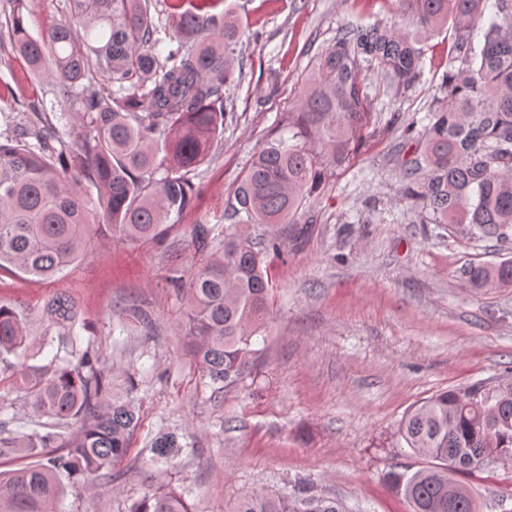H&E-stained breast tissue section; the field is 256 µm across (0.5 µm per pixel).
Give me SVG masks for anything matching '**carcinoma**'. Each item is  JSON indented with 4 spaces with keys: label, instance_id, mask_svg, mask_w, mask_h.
<instances>
[{
    "label": "carcinoma",
    "instance_id": "obj_1",
    "mask_svg": "<svg viewBox=\"0 0 512 512\" xmlns=\"http://www.w3.org/2000/svg\"><path fill=\"white\" fill-rule=\"evenodd\" d=\"M70 15L35 38L13 15V46L37 75L54 77L49 114L9 127L0 141V270L50 280L85 255L97 231L136 245L165 235L171 215L195 194L191 174L224 134V88L235 83L243 29L230 11L217 27L194 0H171L177 21L164 57L148 0H70ZM413 30L381 25L345 28L318 53L297 111L277 118L270 140L244 172L231 225L197 224L192 239L202 254L193 272L171 282L192 306L187 355L221 392L254 366L252 338L269 311L267 252L241 236L236 224H295L326 167H340L364 142L372 121L363 73L376 71L398 97L422 73L423 36L454 21L448 44L446 103L427 114L420 154L405 169L414 213L425 224L457 226L484 238H512V0H401ZM482 32V42L473 35ZM103 77L113 90L87 93L83 81ZM97 190L91 200L83 185ZM468 283L512 286V260L464 270ZM49 333L73 337L75 304L63 292L43 306ZM28 317L0 303V382L31 397L44 433L0 431V465L29 454H51L46 465L0 470V512H55L59 478L91 490L119 477L113 468L141 428L133 405L138 388L126 374L110 388L92 345L27 364ZM476 401L461 388L440 391L410 409L399 435L436 465L410 474L392 469L386 486L412 512H479L453 475L482 466L477 456L512 461V379L478 382ZM175 431L157 434L149 453L169 462L180 450ZM128 512H190L172 486L150 490ZM230 512H345L332 498L249 492Z\"/></svg>",
    "mask_w": 512,
    "mask_h": 512
}]
</instances>
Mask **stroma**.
<instances>
[{
    "label": "stroma",
    "instance_id": "obj_1",
    "mask_svg": "<svg viewBox=\"0 0 512 512\" xmlns=\"http://www.w3.org/2000/svg\"><path fill=\"white\" fill-rule=\"evenodd\" d=\"M248 35L242 73L224 91V136L195 172L196 196L162 241L135 246L90 236L84 258L51 280L0 271V303L38 319L62 290L84 322L79 335L100 353L115 384L138 370L135 401L143 416L113 483L84 492L62 479L58 512H127L149 487L183 492L191 512H229L243 494L292 492L305 484L347 512H411L383 475L415 472L428 458L398 435L406 412L444 389L512 378V288H474L462 271L512 260V239L496 242L444 224L415 221L403 171L416 156L411 125L442 94L451 28L425 41L416 86L402 97L367 76L374 120L364 146L325 173L300 211L302 229L242 224L267 257L271 311L256 344L252 371L213 392L185 356L190 305L170 283L173 267L200 259L198 224H220L254 154L279 113L295 111L312 59L348 26L389 25L397 0H226ZM20 10L32 36L67 18L69 0H0V132L18 105H50V79L30 71L11 44L10 17ZM179 246L171 258L167 244ZM146 314L147 323L130 316ZM37 432L24 393L0 384V423ZM177 427L181 453L156 464L145 447L165 426ZM512 462L496 460L463 483L481 512H512L502 492Z\"/></svg>",
    "mask_w": 512,
    "mask_h": 512
}]
</instances>
